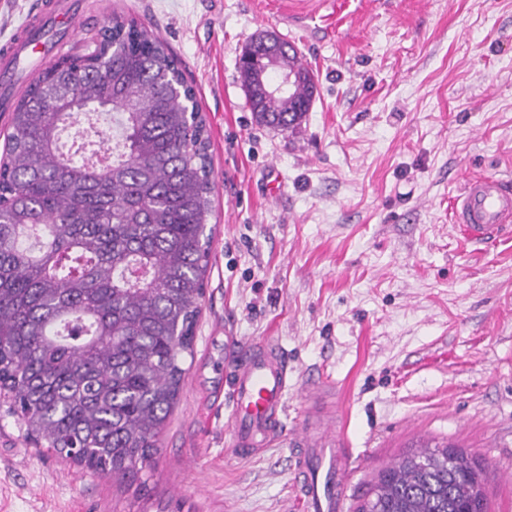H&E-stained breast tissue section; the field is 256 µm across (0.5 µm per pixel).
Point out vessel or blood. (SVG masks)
<instances>
[{
    "label": "vessel or blood",
    "mask_w": 512,
    "mask_h": 512,
    "mask_svg": "<svg viewBox=\"0 0 512 512\" xmlns=\"http://www.w3.org/2000/svg\"><path fill=\"white\" fill-rule=\"evenodd\" d=\"M80 0H41L19 33L0 42V112L7 111L26 64L59 55L83 25ZM455 235L488 252L512 238V179L467 178L452 202ZM288 353L273 337L240 343L224 356V406L230 424L228 447L243 457L291 446V486L306 512H342L352 454L340 424L325 420L288 432Z\"/></svg>",
    "instance_id": "1"
}]
</instances>
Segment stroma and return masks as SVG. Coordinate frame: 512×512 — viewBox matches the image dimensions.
Instances as JSON below:
<instances>
[{
  "label": "stroma",
  "mask_w": 512,
  "mask_h": 512,
  "mask_svg": "<svg viewBox=\"0 0 512 512\" xmlns=\"http://www.w3.org/2000/svg\"><path fill=\"white\" fill-rule=\"evenodd\" d=\"M178 58L207 119L216 224L193 354L143 486L35 447L0 410V512H299L287 447L226 445L224 338L275 337L298 388L334 390L361 461L346 512L424 445L478 460L512 512V242L452 232L466 176L512 175V0H112ZM272 31L316 92L299 129L257 123L239 59Z\"/></svg>",
  "instance_id": "1"
}]
</instances>
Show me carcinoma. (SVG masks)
<instances>
[{
  "label": "carcinoma",
  "mask_w": 512,
  "mask_h": 512,
  "mask_svg": "<svg viewBox=\"0 0 512 512\" xmlns=\"http://www.w3.org/2000/svg\"><path fill=\"white\" fill-rule=\"evenodd\" d=\"M95 54L66 53L41 70L9 113L0 164V395L28 437L118 483L152 468L177 403L184 355L205 290L213 172L206 121L176 57L120 16ZM241 66L258 123L301 124L314 78L292 96L267 93L262 45ZM112 117L102 167L91 123L64 150L84 111ZM475 461L445 444L383 470L359 512H485Z\"/></svg>",
  "instance_id": "1"
}]
</instances>
